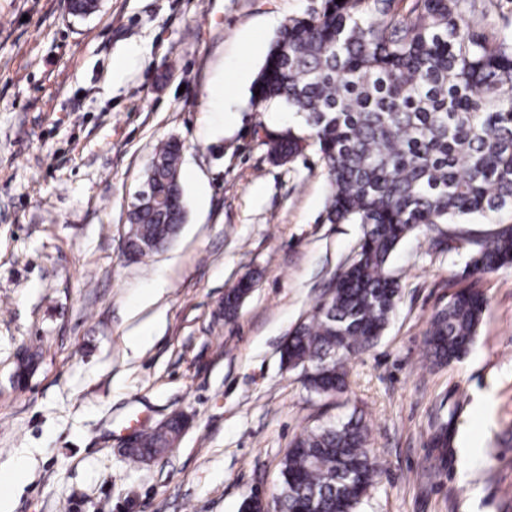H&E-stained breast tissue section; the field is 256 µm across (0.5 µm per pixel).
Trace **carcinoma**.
Masks as SVG:
<instances>
[{"label": "carcinoma", "instance_id": "carcinoma-1", "mask_svg": "<svg viewBox=\"0 0 512 512\" xmlns=\"http://www.w3.org/2000/svg\"><path fill=\"white\" fill-rule=\"evenodd\" d=\"M97 8L98 0H67L74 16ZM487 12L485 0H323L288 19L253 83V106L278 102L301 118V132L269 140L270 155L291 159L313 141L332 186L327 220L363 227L352 263L290 336L288 357L299 366H331L303 378L317 394L343 391L349 360L382 335L400 297L389 262L416 230L480 216L498 228L436 246H466L476 273L512 264V224L500 221L512 214V35H484ZM181 151L175 139L161 144L145 173L143 185L167 204L128 210L138 259L184 223ZM247 288L240 281L224 295L226 318ZM485 308L471 283L431 316L432 365L465 357ZM180 426L172 418L139 434L130 455L158 451ZM368 445L360 416L301 433L282 462L274 512H358L380 475Z\"/></svg>", "mask_w": 512, "mask_h": 512}]
</instances>
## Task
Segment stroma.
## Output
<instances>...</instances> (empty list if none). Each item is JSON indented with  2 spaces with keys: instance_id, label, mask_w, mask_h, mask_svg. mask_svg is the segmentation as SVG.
<instances>
[{
  "instance_id": "stroma-1",
  "label": "stroma",
  "mask_w": 512,
  "mask_h": 512,
  "mask_svg": "<svg viewBox=\"0 0 512 512\" xmlns=\"http://www.w3.org/2000/svg\"><path fill=\"white\" fill-rule=\"evenodd\" d=\"M321 0H0V472L26 471L10 512H241L272 500L296 436L362 415L383 465L359 512H512V265L478 278L487 308L469 353L434 367L430 316L475 279L408 236L401 297L347 387L318 395L281 345L354 259L361 225L331 224L315 146L273 161L266 131L297 126L250 104L290 17ZM182 144L186 220L162 251L123 252L156 146ZM255 286L235 318L224 294ZM139 353L124 338L140 324ZM36 366L16 382V354ZM186 428L151 459L123 441L172 415ZM448 424L449 447L431 437Z\"/></svg>"
}]
</instances>
